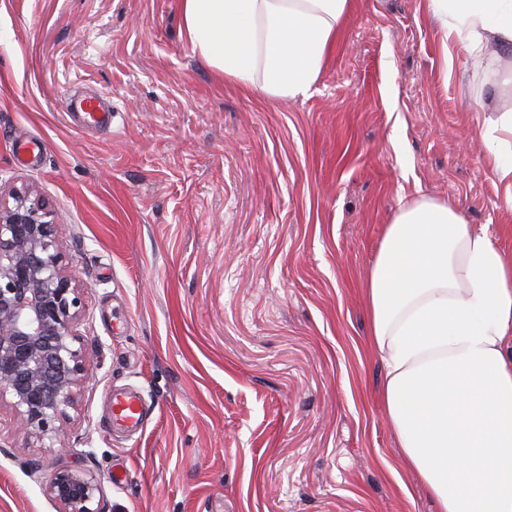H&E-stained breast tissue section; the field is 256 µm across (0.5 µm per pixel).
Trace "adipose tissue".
Returning a JSON list of instances; mask_svg holds the SVG:
<instances>
[{
	"instance_id": "1",
	"label": "adipose tissue",
	"mask_w": 512,
	"mask_h": 512,
	"mask_svg": "<svg viewBox=\"0 0 512 512\" xmlns=\"http://www.w3.org/2000/svg\"><path fill=\"white\" fill-rule=\"evenodd\" d=\"M473 75L512 55V0H425ZM351 0H179L192 51L235 90L286 101L319 79ZM483 134L512 188V103ZM385 365L383 416L437 512H512V259L445 201L419 197L384 230L364 285Z\"/></svg>"
}]
</instances>
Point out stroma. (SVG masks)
I'll return each mask as SVG.
<instances>
[{
  "label": "stroma",
  "instance_id": "stroma-1",
  "mask_svg": "<svg viewBox=\"0 0 512 512\" xmlns=\"http://www.w3.org/2000/svg\"><path fill=\"white\" fill-rule=\"evenodd\" d=\"M83 97L110 130L74 124ZM495 103L423 0H352L288 102L225 86L178 0H0V187L67 241L85 366L55 440L0 403V512H59L64 466L97 512H435L382 415L362 285L421 196L512 254ZM119 388L152 407L131 437L105 431ZM97 489L82 471L63 467L54 473L46 491L60 505V512H97L89 507Z\"/></svg>",
  "mask_w": 512,
  "mask_h": 512
}]
</instances>
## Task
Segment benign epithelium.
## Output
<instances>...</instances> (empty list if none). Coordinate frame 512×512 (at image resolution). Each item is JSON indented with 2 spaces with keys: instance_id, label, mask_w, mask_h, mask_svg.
Returning a JSON list of instances; mask_svg holds the SVG:
<instances>
[{
  "instance_id": "benign-epithelium-1",
  "label": "benign epithelium",
  "mask_w": 512,
  "mask_h": 512,
  "mask_svg": "<svg viewBox=\"0 0 512 512\" xmlns=\"http://www.w3.org/2000/svg\"><path fill=\"white\" fill-rule=\"evenodd\" d=\"M31 195L0 191V401L10 397L20 429L42 441L56 434L83 381L82 299L63 265L58 225ZM46 491L60 512H96L98 486L80 470L58 469Z\"/></svg>"
}]
</instances>
